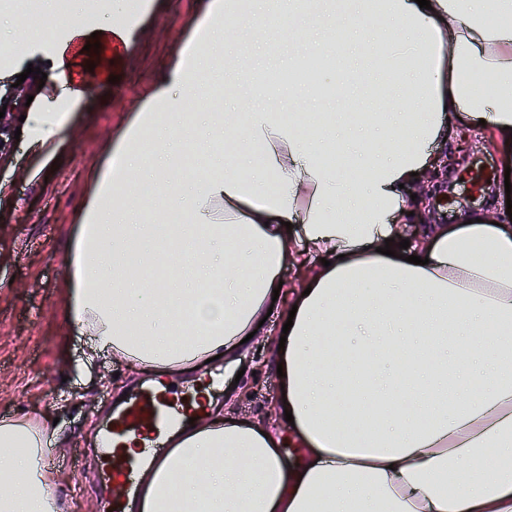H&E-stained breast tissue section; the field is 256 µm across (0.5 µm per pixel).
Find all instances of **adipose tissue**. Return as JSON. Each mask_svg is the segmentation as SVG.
Returning <instances> with one entry per match:
<instances>
[{"mask_svg": "<svg viewBox=\"0 0 512 512\" xmlns=\"http://www.w3.org/2000/svg\"><path fill=\"white\" fill-rule=\"evenodd\" d=\"M271 20L277 45L315 31L321 76L284 94L320 111L263 104L276 69L225 56L240 32L270 37ZM199 32L209 53L172 63L96 177L66 319L89 356L178 376L242 351L292 258L305 274L274 361L308 454L282 452L279 423L206 411L140 470L132 512H512V225L485 214L422 225L405 249L394 240L456 120L512 144V0H207ZM204 71L224 72L236 111H189ZM79 105L71 94L28 113V181L56 161ZM184 126L209 168L187 185ZM162 182L174 221L145 223ZM314 255L326 265L309 268ZM57 437L45 415L0 421V512H61L43 463Z\"/></svg>", "mask_w": 512, "mask_h": 512, "instance_id": "obj_1", "label": "adipose tissue"}]
</instances>
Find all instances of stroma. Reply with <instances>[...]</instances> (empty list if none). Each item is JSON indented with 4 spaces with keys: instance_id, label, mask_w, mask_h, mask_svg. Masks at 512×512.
I'll list each match as a JSON object with an SVG mask.
<instances>
[{
    "instance_id": "1",
    "label": "stroma",
    "mask_w": 512,
    "mask_h": 512,
    "mask_svg": "<svg viewBox=\"0 0 512 512\" xmlns=\"http://www.w3.org/2000/svg\"><path fill=\"white\" fill-rule=\"evenodd\" d=\"M129 3L112 0L111 18L87 11L80 31L21 45L13 39L12 16L0 12V41L11 49L0 59V68L9 71L0 77V97L27 65L45 70L62 58L70 67L69 87L81 102L72 134L59 148V169L40 182L24 177L37 154L19 121L28 107L44 104L34 77L24 82L35 93L31 105L12 108L11 125L20 135L0 136V182L12 191L10 200L0 202V419L28 413L57 418L59 442L46 451L44 463L67 492L64 512H104L113 488L99 481V434L110 427L119 396H132L154 380L104 352L87 359V338L71 332L65 321L70 244L110 144L149 102L201 20L200 0H152L139 23L127 28L121 20ZM94 37L100 42L95 52L86 47ZM507 153L489 134L459 125L454 144H440L429 160L437 186L432 200L415 199L413 216L397 228L398 239H406L410 227L452 223L458 210L505 215ZM482 174L489 180L480 189L474 179ZM276 328L272 320L258 327L247 373L222 363L221 379L209 392L214 408H223L232 395L238 417L269 422L282 398L273 366Z\"/></svg>"
}]
</instances>
